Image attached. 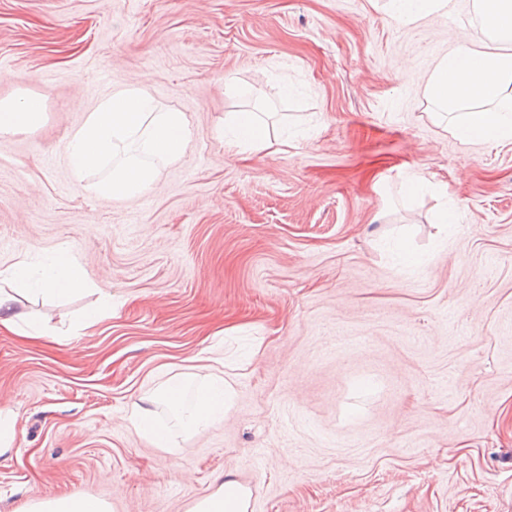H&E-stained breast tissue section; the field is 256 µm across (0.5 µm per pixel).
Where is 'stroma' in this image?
Masks as SVG:
<instances>
[{
	"label": "stroma",
	"mask_w": 512,
	"mask_h": 512,
	"mask_svg": "<svg viewBox=\"0 0 512 512\" xmlns=\"http://www.w3.org/2000/svg\"><path fill=\"white\" fill-rule=\"evenodd\" d=\"M449 3L403 25L373 0H0V100L45 105L0 138V270L67 249L92 285L21 296L49 337L0 328V512L74 492L186 512L227 475L249 512H512V143L430 114L436 58L483 37ZM142 74L194 137L105 200L64 145ZM243 110L266 150H225ZM411 171L439 192L407 195ZM201 357L227 367L222 422L176 455L124 426Z\"/></svg>",
	"instance_id": "35a3bbf8"
}]
</instances>
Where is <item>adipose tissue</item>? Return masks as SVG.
<instances>
[{
	"label": "adipose tissue",
	"mask_w": 512,
	"mask_h": 512,
	"mask_svg": "<svg viewBox=\"0 0 512 512\" xmlns=\"http://www.w3.org/2000/svg\"><path fill=\"white\" fill-rule=\"evenodd\" d=\"M474 7L484 42L456 44L438 60L424 93L455 138L499 145L512 142V53L497 48L498 43L512 42V0H474ZM44 117L45 106L39 97L0 100V137L37 128ZM191 136L184 113L161 108L139 80L97 102L69 135L65 157L76 175L98 174L94 190L100 197L134 198L152 188L153 160L177 159ZM224 141L240 153L260 151L269 145L268 128L256 112H236L224 126ZM33 282L55 296L83 291L86 282L76 257L66 250L47 254L36 270L23 258L0 270V326L40 338L45 329L16 309L19 295ZM190 379L187 373L169 377L152 394L150 403L134 404L124 419L126 427L173 454L182 442L222 421L230 384L220 374L209 375L194 388ZM154 401L173 412V422L157 416L150 407ZM249 498V488L228 478L194 500L189 512H247Z\"/></svg>",
	"instance_id": "adipose-tissue-1"
}]
</instances>
